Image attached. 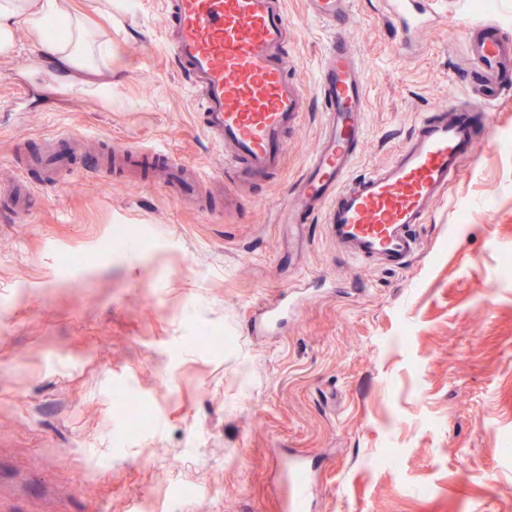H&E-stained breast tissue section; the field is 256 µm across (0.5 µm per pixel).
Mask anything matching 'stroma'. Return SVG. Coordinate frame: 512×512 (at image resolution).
Here are the masks:
<instances>
[{
  "instance_id": "1",
  "label": "stroma",
  "mask_w": 512,
  "mask_h": 512,
  "mask_svg": "<svg viewBox=\"0 0 512 512\" xmlns=\"http://www.w3.org/2000/svg\"><path fill=\"white\" fill-rule=\"evenodd\" d=\"M286 8L290 64L314 86L329 33L305 0ZM350 15L367 90L358 174L468 96L473 23L512 38V0H460L413 54L378 0H352ZM91 19L112 37L111 99L68 96L26 36L0 60V184L38 185L17 158L76 140L31 211L0 213V512H281L287 453L314 466L310 512H512V95L420 228L422 255L394 272L338 255L321 223H286L317 107L284 142L281 175L234 217L86 173L110 140L219 166L160 0H114ZM281 290L295 293L287 327L252 334Z\"/></svg>"
}]
</instances>
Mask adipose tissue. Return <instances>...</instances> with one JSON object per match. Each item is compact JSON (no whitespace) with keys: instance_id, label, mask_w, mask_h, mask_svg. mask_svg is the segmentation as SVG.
Here are the masks:
<instances>
[{"instance_id":"ef3b65f1","label":"adipose tissue","mask_w":512,"mask_h":512,"mask_svg":"<svg viewBox=\"0 0 512 512\" xmlns=\"http://www.w3.org/2000/svg\"><path fill=\"white\" fill-rule=\"evenodd\" d=\"M22 31L70 95L111 97L112 84L100 74L109 65L112 43L71 0H0V59L14 56Z\"/></svg>"}]
</instances>
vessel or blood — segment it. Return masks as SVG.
<instances>
[{"label":"vessel or blood","mask_w":512,"mask_h":512,"mask_svg":"<svg viewBox=\"0 0 512 512\" xmlns=\"http://www.w3.org/2000/svg\"><path fill=\"white\" fill-rule=\"evenodd\" d=\"M311 18L331 33L314 90L286 65L290 27L285 0H162L168 46L176 68L188 80L202 128L212 138L220 171L233 191L225 210L241 206L250 187L271 180L283 167L282 145L297 131L311 99L325 115L318 148L287 198L288 221L320 218L327 237L348 259L388 270L406 269L420 254L417 225L427 223L447 196L476 145L477 128L489 127L487 110L499 93L512 88L507 66L512 40L493 25L478 22L466 39L472 64L484 77L479 98L435 109L422 118L388 162L362 174L353 168L364 150L366 85L349 45L350 0H306ZM439 0H381V11L408 49L416 33L435 20ZM67 136L46 139L31 166L53 175L69 163ZM109 164L97 176L138 172L141 160L155 163L150 185L163 188L178 204L207 208L205 176L170 152L123 143L110 149ZM14 214L33 206L31 186L0 190ZM292 307L288 293L265 301L253 318V331H272ZM281 468L291 485L286 512H306L310 484L303 459L287 456Z\"/></svg>","instance_id":"b4317fda"}]
</instances>
